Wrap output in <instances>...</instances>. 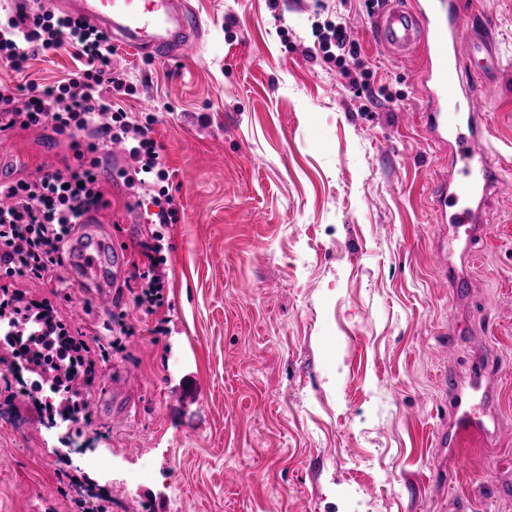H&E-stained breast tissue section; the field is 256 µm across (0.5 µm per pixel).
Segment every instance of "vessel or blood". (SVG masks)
I'll return each mask as SVG.
<instances>
[{"mask_svg": "<svg viewBox=\"0 0 512 512\" xmlns=\"http://www.w3.org/2000/svg\"><path fill=\"white\" fill-rule=\"evenodd\" d=\"M461 0H387L375 26V40L392 55L418 53L423 66L418 79L425 95L420 116L436 149H450L451 169L436 189L434 211L439 223L450 225L454 237L474 240L483 232L482 204L496 195L512 196V179L490 156L484 100L497 89L503 59L497 39L471 31ZM61 11L86 20L114 41L157 59L190 57L197 53L202 27L187 0H61ZM470 98L466 119L448 109L457 94ZM77 280L96 294L110 293L125 270L118 242L94 228L83 233ZM448 424L438 430V447L455 454L479 447L497 425L492 408L497 392L487 377V365L475 360L467 383H448ZM92 404L108 409L111 419L127 422L128 407L120 397L97 391Z\"/></svg>", "mask_w": 512, "mask_h": 512, "instance_id": "obj_1", "label": "vessel or blood"}]
</instances>
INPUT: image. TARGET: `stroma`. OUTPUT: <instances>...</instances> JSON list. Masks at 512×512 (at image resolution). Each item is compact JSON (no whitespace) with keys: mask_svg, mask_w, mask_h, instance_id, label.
Returning <instances> with one entry per match:
<instances>
[{"mask_svg":"<svg viewBox=\"0 0 512 512\" xmlns=\"http://www.w3.org/2000/svg\"><path fill=\"white\" fill-rule=\"evenodd\" d=\"M189 3L195 56L112 46L177 220L159 223L154 188L116 178L118 152L101 158L92 213L129 260H159L164 304L138 309L122 282L111 306L72 302L69 276L53 300L93 347L124 316L134 343L110 361L137 369L135 418L115 430L93 414L79 453L64 454L61 429L19 394L27 373L0 369V408L24 425L0 424V512H80L81 481L106 512H512V197L486 203L474 286L454 297L434 252L447 160L417 120L421 62L375 45L369 0ZM475 16L504 62L487 110L492 155L512 177V0H478ZM340 21L373 71L359 95L307 52ZM74 54L34 56L22 74L0 60V80L53 83ZM76 164L71 139L47 125L14 128L0 148L14 180ZM477 357L496 378L502 434L453 459L434 440L448 419L438 377ZM190 379L200 396L172 401ZM86 454L106 468L86 469Z\"/></svg>","mask_w":512,"mask_h":512,"instance_id":"stroma-1","label":"stroma"}]
</instances>
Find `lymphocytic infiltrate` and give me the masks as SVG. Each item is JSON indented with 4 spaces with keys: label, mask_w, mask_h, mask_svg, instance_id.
Segmentation results:
<instances>
[{
    "label": "lymphocytic infiltrate",
    "mask_w": 512,
    "mask_h": 512,
    "mask_svg": "<svg viewBox=\"0 0 512 512\" xmlns=\"http://www.w3.org/2000/svg\"><path fill=\"white\" fill-rule=\"evenodd\" d=\"M66 44L75 47L79 57L77 70L67 78L45 87L0 82V130L48 125L71 138L87 131L95 137L87 146L92 159L86 166L0 185V196L8 200L0 207V279H58L67 237L101 203L96 188L98 149L123 147L128 164L119 175L128 188L142 186L143 175L152 172L158 179L166 177L150 128L132 122L114 100L115 95L132 94L133 88L112 71L107 33L57 11L45 0L34 8L17 7L0 20V60L14 71H23L32 55L47 57ZM313 49L340 66L352 61L361 75L353 86L364 89L369 70L346 24L318 32ZM0 338L47 373L49 394L68 403L74 422L89 418L88 407L80 400L81 387L92 386L97 362L108 361L111 350L122 347L116 337L108 348L92 351L84 339L70 333L49 300H29L18 290L0 294Z\"/></svg>",
    "instance_id": "lymphocytic-infiltrate-1"
}]
</instances>
